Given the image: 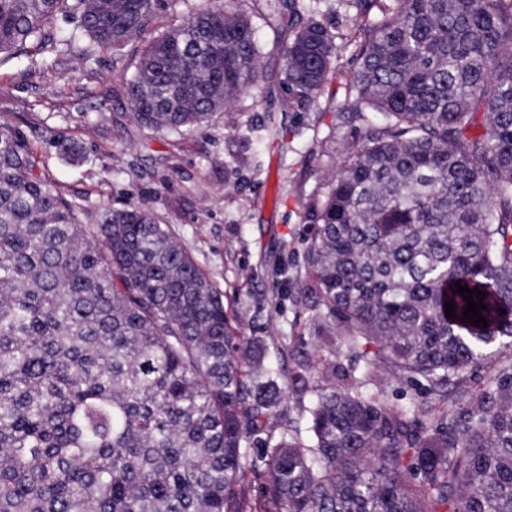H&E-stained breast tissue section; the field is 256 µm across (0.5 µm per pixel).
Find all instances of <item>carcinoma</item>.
<instances>
[{
  "instance_id": "obj_1",
  "label": "carcinoma",
  "mask_w": 512,
  "mask_h": 512,
  "mask_svg": "<svg viewBox=\"0 0 512 512\" xmlns=\"http://www.w3.org/2000/svg\"><path fill=\"white\" fill-rule=\"evenodd\" d=\"M238 0H202L145 45L125 96L156 131L203 126L260 77ZM346 43L274 0L288 108L318 104L353 48L345 119L360 122L312 204L308 291L361 364L314 385L305 431L284 425L259 506L246 436L273 413L281 370L239 336L224 293L137 205L85 224L83 204L0 123V512H512V362L456 414L449 387L512 346V0H392ZM154 0H0V55L69 54L77 14L118 55ZM76 161L84 148L54 143ZM486 293L462 321L454 282ZM456 305L446 317L445 301ZM374 344L376 350L364 349ZM422 383L389 404L381 369Z\"/></svg>"
}]
</instances>
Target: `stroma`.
Masks as SVG:
<instances>
[{
  "instance_id": "1",
  "label": "stroma",
  "mask_w": 512,
  "mask_h": 512,
  "mask_svg": "<svg viewBox=\"0 0 512 512\" xmlns=\"http://www.w3.org/2000/svg\"><path fill=\"white\" fill-rule=\"evenodd\" d=\"M195 5L161 0L139 41L119 57L84 38L58 63L47 51L0 62V122L22 132L63 191L82 199L85 223H97L105 207L132 202L166 224L223 290L238 330L263 340L285 376L308 361L349 368L352 360L319 316L315 296L300 291L317 225L312 203L358 129L338 114L351 54L343 52L334 65L314 109L285 111L281 54L292 32L265 25L268 0H242L257 29L263 80L204 128L183 134L143 128L130 113L125 80L141 46ZM271 117L284 128L275 140L263 130ZM59 138L82 142L84 161L73 165L58 156ZM309 403V394L284 387L273 415L249 435L256 470H263L283 419L305 426Z\"/></svg>"
}]
</instances>
